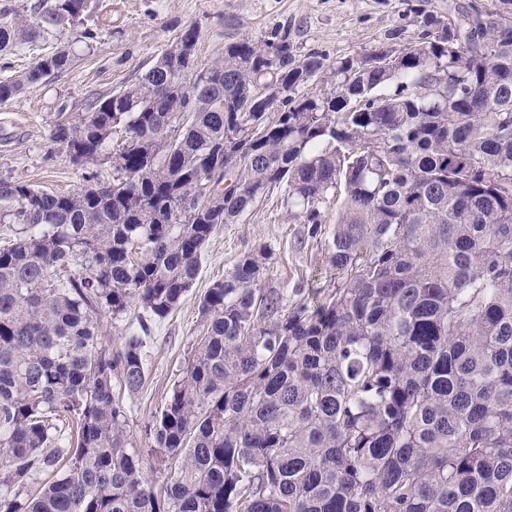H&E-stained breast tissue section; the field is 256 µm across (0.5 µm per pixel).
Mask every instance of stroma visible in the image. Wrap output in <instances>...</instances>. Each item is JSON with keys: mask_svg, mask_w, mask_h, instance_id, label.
Here are the masks:
<instances>
[{"mask_svg": "<svg viewBox=\"0 0 512 512\" xmlns=\"http://www.w3.org/2000/svg\"><path fill=\"white\" fill-rule=\"evenodd\" d=\"M452 0H92L97 36L75 40L70 29H49L37 42L6 55L0 77L31 68L42 56L71 47L65 72L29 86L0 105V180H21L57 193H72L109 165H73L50 140L55 125L73 121L97 97L137 83L183 28L196 26L199 63L221 55L227 43L287 38L295 57L316 52L327 61L365 54L394 42L418 44L426 11L443 17ZM303 225L287 220L281 191H273L237 224L224 225L206 243L199 274L178 307L151 324L145 348L146 381L130 399L129 427L138 448L159 413L191 344L201 330L199 304L208 288L231 270L240 255L268 244L274 250L267 282L286 303L304 282L325 286L332 272L315 241L303 240Z\"/></svg>", "mask_w": 512, "mask_h": 512, "instance_id": "obj_1", "label": "stroma"}]
</instances>
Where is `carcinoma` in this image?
I'll list each match as a JSON object with an SVG mask.
<instances>
[{
  "label": "carcinoma",
  "mask_w": 512,
  "mask_h": 512,
  "mask_svg": "<svg viewBox=\"0 0 512 512\" xmlns=\"http://www.w3.org/2000/svg\"><path fill=\"white\" fill-rule=\"evenodd\" d=\"M91 0H0V53L84 26ZM512 12L448 6L361 64L287 40L144 76L50 140L112 180L0 181V512H512ZM42 56L0 104L71 66ZM280 95L257 94L261 76ZM330 86L313 96V79ZM125 133L108 150L114 133ZM279 189L335 276L285 306L273 249L208 288L150 450L128 425L148 320L177 307L215 230ZM336 206L335 219L329 210ZM137 313L120 344L103 319Z\"/></svg>",
  "instance_id": "1"
}]
</instances>
